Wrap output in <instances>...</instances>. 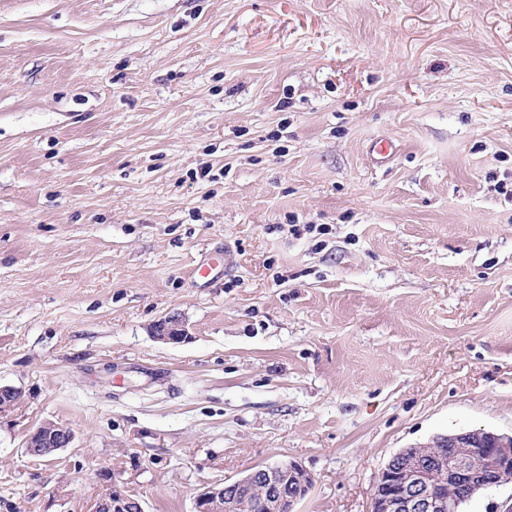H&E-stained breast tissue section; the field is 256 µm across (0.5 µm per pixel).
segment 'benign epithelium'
<instances>
[{"instance_id":"1","label":"benign epithelium","mask_w":512,"mask_h":512,"mask_svg":"<svg viewBox=\"0 0 512 512\" xmlns=\"http://www.w3.org/2000/svg\"><path fill=\"white\" fill-rule=\"evenodd\" d=\"M153 337L167 344L190 339L186 323L176 315L157 321ZM23 391L0 385V415L23 400ZM72 430L45 421L25 441L24 451L48 457L67 448ZM451 454L436 452L445 447ZM512 482V435L485 429L463 430L436 436L393 454L375 483L371 512H459L465 489L468 497L496 485ZM312 476L294 461L251 469L246 475L205 487L195 497V512H294L312 487ZM93 512H144L142 500L115 487L100 498Z\"/></svg>"}]
</instances>
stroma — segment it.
I'll list each match as a JSON object with an SVG mask.
<instances>
[{"label": "stroma", "instance_id": "obj_1", "mask_svg": "<svg viewBox=\"0 0 512 512\" xmlns=\"http://www.w3.org/2000/svg\"><path fill=\"white\" fill-rule=\"evenodd\" d=\"M0 385V512L512 434V0H0ZM152 335L156 340L167 344H179L190 338L186 323L176 315L157 321L153 326ZM74 439L72 430L55 421H45L35 428L25 441L24 451L34 457H48L67 448Z\"/></svg>", "mask_w": 512, "mask_h": 512}]
</instances>
